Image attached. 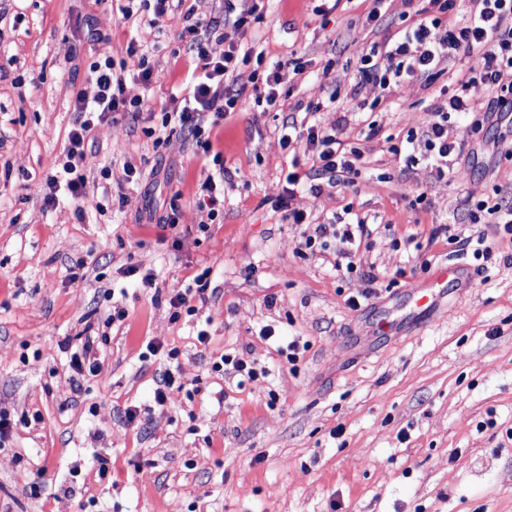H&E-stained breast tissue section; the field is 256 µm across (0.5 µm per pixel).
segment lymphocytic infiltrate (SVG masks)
<instances>
[{"mask_svg": "<svg viewBox=\"0 0 512 512\" xmlns=\"http://www.w3.org/2000/svg\"><path fill=\"white\" fill-rule=\"evenodd\" d=\"M412 15L411 24L399 30L385 43L383 50L363 55L357 73L360 82L389 91L404 83L424 86L444 72L457 58L470 59L468 70L451 94H440L429 107L431 119L421 132H408L405 143L411 147L408 163H425L437 177L449 171L450 157H461L470 131L478 130L474 119L477 108L497 120L512 122V0H469L465 16L452 12L456 0H401ZM182 15L179 38L195 55L197 66L189 84L180 95L171 97L169 106L152 109L145 94L155 82V68L148 53L127 46L121 61L105 57L92 61L86 70V84L73 99L76 121L54 174L47 177L39 192L44 205L57 202L58 192H66L77 205L89 202L86 167L88 153L102 127L117 126L123 115L147 113L152 126L146 133L155 148L169 143L170 131L180 129L194 140L203 153L213 156L216 167L196 193L198 207L208 220L224 217V160L213 154L211 131L227 113L237 111L240 95L226 92L227 76L238 72L250 61L240 54L237 42L219 32L213 21L197 15L187 0H153V19L163 21L168 14ZM139 94H131V87ZM304 118L290 117L283 123L279 143L291 150L303 145L311 163L309 172L293 166L285 177L286 187L278 202L289 223H308L307 213L292 210L288 199L299 187H308L319 195L329 188L345 184L362 157L358 147L339 139L341 122L322 125L313 120V107H305ZM472 115L469 129L453 131L452 117ZM368 233L365 220L348 224H320L314 235L295 245L298 255L314 256L337 250L347 258L346 272L357 265L354 258Z\"/></svg>", "mask_w": 512, "mask_h": 512, "instance_id": "f902f5d3", "label": "lymphocytic infiltrate"}]
</instances>
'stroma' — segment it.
Masks as SVG:
<instances>
[{
  "label": "stroma",
  "mask_w": 512,
  "mask_h": 512,
  "mask_svg": "<svg viewBox=\"0 0 512 512\" xmlns=\"http://www.w3.org/2000/svg\"><path fill=\"white\" fill-rule=\"evenodd\" d=\"M316 5L258 0L262 20L244 48L266 68L299 59L288 104L317 106L326 124L346 114L344 142L372 120L381 135L365 142L350 184L319 196L296 190L289 206L311 221L289 223L275 208L293 159L279 144L288 114L256 105L247 88L213 131L227 174L224 220L209 225L195 192L212 159L179 130L156 152L141 114L101 129L87 170L95 203L83 214L66 198L44 207L29 190L67 144L86 74L76 59L118 61L131 42L148 51L157 110L190 80L180 15L153 26L148 5L131 24L93 0H0V407L18 421L0 447V512H512V240L465 217L468 200L512 195V156L497 143L512 130L490 126L477 159L442 178L406 165L390 144L425 128L432 99L470 59L430 87L406 84L354 111L359 59L402 28L403 6L386 0L372 20V0H339L326 14ZM91 27L111 40L89 41ZM127 161L148 174L124 185L131 207L120 212L100 171ZM173 202L178 224L159 223ZM355 215L370 230L356 272L295 254L315 224ZM442 224L455 241L436 235ZM480 236L490 254L478 260L470 243ZM449 261L468 277L419 312L408 287ZM130 266L151 270L155 291L126 276ZM206 268L204 300L172 319L169 290ZM361 291L368 305L349 308ZM116 299L129 316L104 329ZM103 332L99 373L71 388V348ZM149 340L164 351L146 359ZM292 340L303 347L293 365L276 352ZM226 353L265 366L264 381L213 372ZM169 370L184 388L155 406ZM132 405L141 414L131 423ZM33 413L40 421L21 424Z\"/></svg>",
  "instance_id": "obj_1"
}]
</instances>
